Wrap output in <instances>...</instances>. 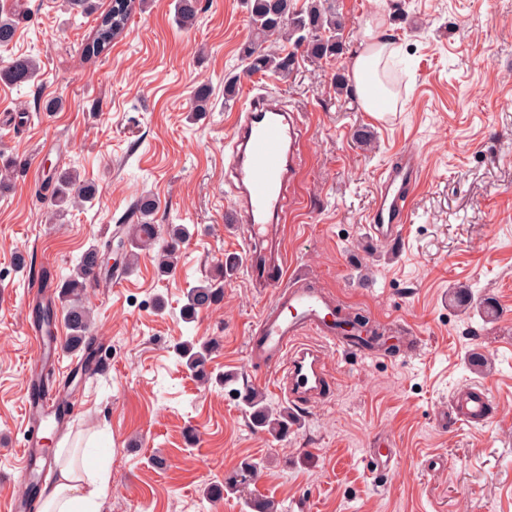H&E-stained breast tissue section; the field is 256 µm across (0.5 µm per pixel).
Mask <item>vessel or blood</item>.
<instances>
[{
	"label": "vessel or blood",
	"instance_id": "b4317fda",
	"mask_svg": "<svg viewBox=\"0 0 512 512\" xmlns=\"http://www.w3.org/2000/svg\"><path fill=\"white\" fill-rule=\"evenodd\" d=\"M243 99L227 142L231 171L226 184L235 199L229 221L243 231L249 281L271 294L248 331L246 351L252 365L273 376L289 405L303 410L333 392L326 346L359 357L378 355L379 350L341 333L336 327L341 303L335 295L288 270L278 231L298 204L293 186L304 163L299 113L250 87ZM421 176L420 158L412 150L403 152L398 166L381 172L367 217L371 241L393 244L401 238ZM448 415L456 423L487 422L492 400L482 385L466 387L453 396Z\"/></svg>",
	"mask_w": 512,
	"mask_h": 512
}]
</instances>
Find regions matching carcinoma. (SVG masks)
I'll list each match as a JSON object with an SVG mask.
<instances>
[{
	"label": "carcinoma",
	"instance_id": "1",
	"mask_svg": "<svg viewBox=\"0 0 512 512\" xmlns=\"http://www.w3.org/2000/svg\"><path fill=\"white\" fill-rule=\"evenodd\" d=\"M146 0H110L108 8L98 17L93 36L82 44L81 52L88 59H98L107 54L112 41L124 31L131 15L143 8ZM248 22L251 37L240 47L241 58L247 62V71L251 74L273 71L282 77H288L295 69L297 56L312 60L336 58L343 54L344 44L338 36L343 28V21L332 10L328 0H308V3L296 8L293 0H246ZM199 12V0H176L175 22L181 27H190ZM31 20V13L15 0L9 9L0 10V48L6 50L13 44L21 24ZM293 45V50L276 48L269 39ZM301 54H296V51ZM37 65L34 60L18 55L9 59H0V81L21 87L36 78ZM210 88L200 85L193 95V111L201 114L209 111ZM21 165L13 159L0 162V197L9 192L18 178ZM53 189L51 202L55 213L61 214L70 207H81L92 201L97 194V187L79 180L76 172L61 170L52 177ZM155 201L149 197L142 198L136 205L134 215L136 226L131 239L132 252L124 253L126 265L138 259L136 250L156 244L158 230L150 216L154 214ZM190 237V230L184 224H172L168 229V241L157 253L158 269L163 273L171 271L178 262L180 245ZM122 246V241L112 238L102 240L87 248L78 258L72 273L60 278V295L65 300L62 309L51 304L36 310L37 323L51 327L62 321L69 330L65 348L75 350L85 347L90 341L92 325L91 311L82 302V296L88 288V275L98 268L99 255L111 246ZM223 284L219 278H209L207 283L192 286L187 291V303L183 316L192 320L204 310L209 309L221 297ZM341 326L353 331L366 330L369 339L379 337L378 332L369 329V320L356 313L343 320ZM209 347L186 340L178 346V355L186 360V366L199 379L208 378L206 364ZM243 401L250 409V416L258 427L275 425L286 428V415L274 414L273 410L262 404L257 395L247 392Z\"/></svg>",
	"mask_w": 512,
	"mask_h": 512
}]
</instances>
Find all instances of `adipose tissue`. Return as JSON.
I'll use <instances>...</instances> for the list:
<instances>
[{"instance_id":"ef3b65f1","label":"adipose tissue","mask_w":512,"mask_h":512,"mask_svg":"<svg viewBox=\"0 0 512 512\" xmlns=\"http://www.w3.org/2000/svg\"><path fill=\"white\" fill-rule=\"evenodd\" d=\"M375 24H366L364 36L369 44L364 53L354 57L349 71L364 111L379 116L394 111V97L385 95L377 67L387 51L386 44L374 42ZM109 478L102 471L74 464L61 466L59 478L47 492L41 512H96L97 501L104 493Z\"/></svg>"}]
</instances>
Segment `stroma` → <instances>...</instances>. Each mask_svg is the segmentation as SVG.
<instances>
[{"label":"stroma","instance_id":"1","mask_svg":"<svg viewBox=\"0 0 512 512\" xmlns=\"http://www.w3.org/2000/svg\"><path fill=\"white\" fill-rule=\"evenodd\" d=\"M26 4L32 20L11 52L41 70L21 89L0 82V150L26 164L0 197V512L27 492L18 448L33 430L43 485L72 457L108 471L99 512H251L253 498L277 512H512V0H335L344 54L299 58L285 78L244 75L242 0H200L188 30L174 22L175 0H149L95 61L80 54L94 16L68 0ZM375 14L380 36L411 61L395 112L381 120L335 89ZM234 74L306 118L300 204L283 224L289 268L370 322L404 323L422 343L412 355L358 359L328 349L332 397L280 435L255 427L240 398L253 389L287 407L247 358L248 330L269 296L250 285L243 238L224 221L233 206L224 80ZM202 84L211 106L194 117ZM55 98L53 115L19 124L20 112ZM408 149L423 175L403 241L373 243L364 225L375 178ZM54 168L94 181L95 200L51 217ZM146 195L158 204L154 223L187 224L193 236L166 275L148 250L120 281L102 266L87 296L106 358L68 385L82 355L49 364L35 356L30 314L44 292L28 278L48 279L46 293L58 295V275L115 225L131 224ZM21 253L31 272L17 269ZM219 266L221 299L184 322L188 288ZM192 338L212 346L204 384L174 353ZM46 367L75 415L37 430L24 412L26 383ZM227 373L235 386L224 384ZM474 383L490 393L492 420L440 426L449 400ZM378 438L398 455L384 474L369 463ZM247 461L261 470L241 491H225Z\"/></svg>","mask_w":512,"mask_h":512}]
</instances>
